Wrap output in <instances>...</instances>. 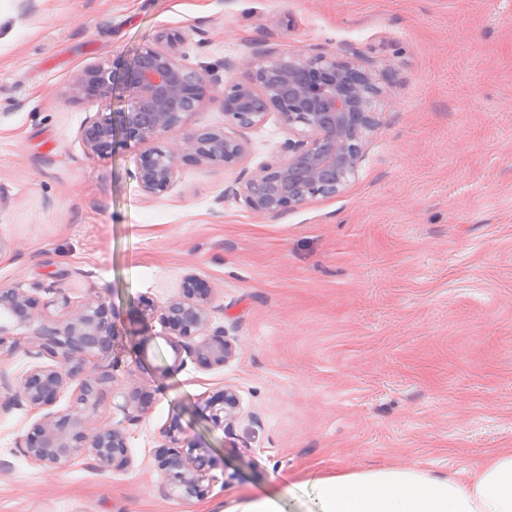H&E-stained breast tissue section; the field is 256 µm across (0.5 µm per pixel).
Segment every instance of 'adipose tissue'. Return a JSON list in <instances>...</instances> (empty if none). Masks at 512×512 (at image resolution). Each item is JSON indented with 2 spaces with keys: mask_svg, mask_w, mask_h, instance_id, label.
Returning <instances> with one entry per match:
<instances>
[{
  "mask_svg": "<svg viewBox=\"0 0 512 512\" xmlns=\"http://www.w3.org/2000/svg\"><path fill=\"white\" fill-rule=\"evenodd\" d=\"M300 512H512V450L460 481L418 468L312 472Z\"/></svg>",
  "mask_w": 512,
  "mask_h": 512,
  "instance_id": "1",
  "label": "adipose tissue"
}]
</instances>
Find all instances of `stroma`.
Returning <instances> with one entry per match:
<instances>
[{"instance_id":"stroma-1","label":"stroma","mask_w":512,"mask_h":512,"mask_svg":"<svg viewBox=\"0 0 512 512\" xmlns=\"http://www.w3.org/2000/svg\"><path fill=\"white\" fill-rule=\"evenodd\" d=\"M166 30L186 64L235 79L269 50L361 60L383 95L346 189L267 219L228 193L285 141L273 114L239 163L183 164L155 196L140 146L87 155L100 106L67 101L71 77ZM189 273L236 345L224 365L179 362L143 317ZM1 286L107 305L114 382L94 419L125 430L130 462L45 470L22 453L38 413L0 407V512H221L284 475L370 464L467 479L512 448V0H0ZM12 335L0 378L51 364L29 328ZM227 388L238 414L212 421ZM135 389L152 404L130 424ZM171 426L206 462L204 497L161 492Z\"/></svg>"}]
</instances>
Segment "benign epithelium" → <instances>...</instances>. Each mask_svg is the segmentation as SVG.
I'll use <instances>...</instances> for the list:
<instances>
[{"label": "benign epithelium", "instance_id": "1", "mask_svg": "<svg viewBox=\"0 0 512 512\" xmlns=\"http://www.w3.org/2000/svg\"><path fill=\"white\" fill-rule=\"evenodd\" d=\"M186 36L178 30L163 34L155 46L139 52L123 67L107 61L90 64L71 78L65 96L95 101L100 111L87 117L78 132L90 156L108 154L117 138L148 144L186 124L206 101L220 104L224 125L242 133L275 113L288 133L279 155L261 164L247 178H238L229 192L257 218H268L322 197L342 193L357 174L368 132L375 125L374 105L382 88L357 60L296 48L244 55L237 67L247 78H221L184 63ZM121 91L123 106L112 109ZM245 142L216 130H196L164 148L139 154L138 179L147 195L166 191L180 166L232 167L243 158ZM213 291L195 275L184 277L179 295L149 307L146 318H157L171 334L184 339L186 355L204 366L222 365L234 346L224 330L211 329ZM55 307L49 311V307ZM14 326L32 329L38 353L55 365H34L21 377L8 403L31 409L52 406L59 391L79 380L73 404L64 412H48L33 426L23 454L46 470L81 456H91L102 469L129 463L123 429L94 422L100 386L114 380L98 373L95 359L112 347L113 322L101 303L74 304L64 293L46 303L19 288H0V355L11 353ZM238 399L230 390L210 403L211 418L232 420ZM122 410L131 424L149 410V401L133 391ZM178 428L165 431V444L155 450L164 471V494L181 499L207 494L209 480L202 461L179 450Z\"/></svg>", "mask_w": 512, "mask_h": 512}]
</instances>
